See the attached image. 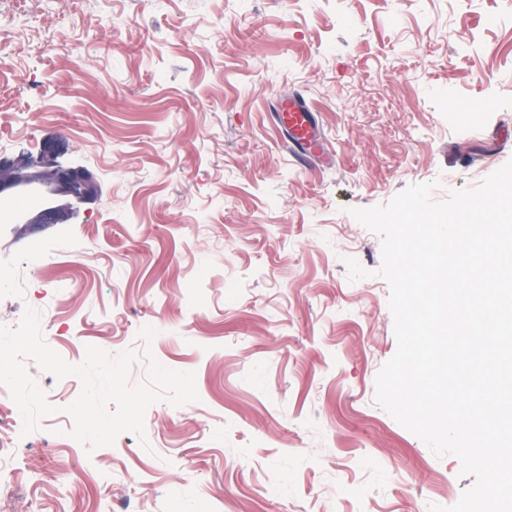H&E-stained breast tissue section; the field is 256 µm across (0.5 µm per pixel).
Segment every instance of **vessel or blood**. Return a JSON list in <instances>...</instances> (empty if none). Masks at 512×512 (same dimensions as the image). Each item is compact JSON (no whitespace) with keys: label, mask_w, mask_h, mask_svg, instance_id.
<instances>
[{"label":"vessel or blood","mask_w":512,"mask_h":512,"mask_svg":"<svg viewBox=\"0 0 512 512\" xmlns=\"http://www.w3.org/2000/svg\"><path fill=\"white\" fill-rule=\"evenodd\" d=\"M272 117L291 156L307 165L333 167V152L324 129L301 93L289 91L277 95Z\"/></svg>","instance_id":"vessel-or-blood-1"}]
</instances>
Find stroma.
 <instances>
[{"label": "stroma", "mask_w": 512, "mask_h": 512, "mask_svg": "<svg viewBox=\"0 0 512 512\" xmlns=\"http://www.w3.org/2000/svg\"><path fill=\"white\" fill-rule=\"evenodd\" d=\"M294 89L334 168L283 149L268 112ZM0 96V158L54 138L98 187L70 223H0V273H24L0 325L54 307L67 363L148 346L198 393L89 454L64 435L79 378L28 364L56 411L24 436L0 402V512H429L473 486L376 401L390 289L350 211L512 159V0H0Z\"/></svg>", "instance_id": "35a3bbf8"}]
</instances>
